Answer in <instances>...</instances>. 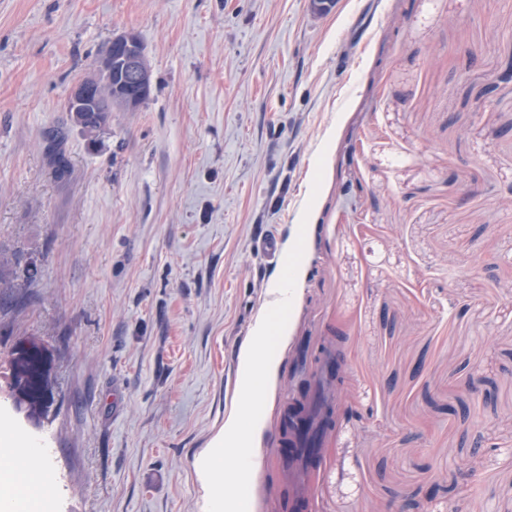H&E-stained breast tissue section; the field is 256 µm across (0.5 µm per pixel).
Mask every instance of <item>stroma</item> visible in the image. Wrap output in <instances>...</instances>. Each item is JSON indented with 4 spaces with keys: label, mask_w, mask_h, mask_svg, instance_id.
I'll return each mask as SVG.
<instances>
[{
    "label": "stroma",
    "mask_w": 512,
    "mask_h": 512,
    "mask_svg": "<svg viewBox=\"0 0 512 512\" xmlns=\"http://www.w3.org/2000/svg\"><path fill=\"white\" fill-rule=\"evenodd\" d=\"M128 33L151 93L86 132L68 99ZM510 69L512 0H0V428L44 448L39 512H203L194 460L278 270L259 244L301 222L249 512H512ZM31 336L39 430L4 393ZM324 356L308 476L281 418Z\"/></svg>",
    "instance_id": "stroma-1"
}]
</instances>
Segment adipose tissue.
Listing matches in <instances>:
<instances>
[{
  "label": "adipose tissue",
  "instance_id": "1",
  "mask_svg": "<svg viewBox=\"0 0 512 512\" xmlns=\"http://www.w3.org/2000/svg\"><path fill=\"white\" fill-rule=\"evenodd\" d=\"M0 446L11 449L9 463L0 466V512H26L37 495L45 493L54 475L40 463V450L19 433L0 431Z\"/></svg>",
  "mask_w": 512,
  "mask_h": 512
}]
</instances>
